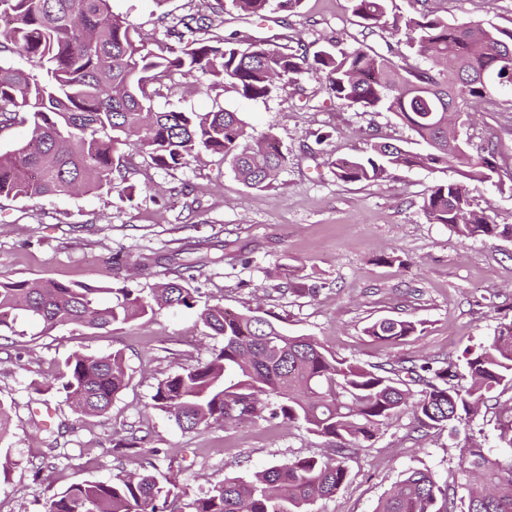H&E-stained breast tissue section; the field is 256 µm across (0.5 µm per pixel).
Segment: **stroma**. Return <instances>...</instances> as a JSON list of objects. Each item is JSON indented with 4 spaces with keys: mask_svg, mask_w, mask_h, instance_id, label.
Wrapping results in <instances>:
<instances>
[{
    "mask_svg": "<svg viewBox=\"0 0 512 512\" xmlns=\"http://www.w3.org/2000/svg\"><path fill=\"white\" fill-rule=\"evenodd\" d=\"M406 17L429 9L451 23L483 20L512 28V0H395ZM199 0H111L128 15L149 49L173 43L175 19ZM219 34L276 43L331 41L334 49L367 45L386 52L400 35L392 24L366 30L349 0H302L258 19L221 13ZM186 92L158 99L161 111L240 112L250 135H273L288 164L265 189L239 182L221 155L199 152L186 165L156 167L121 145L133 167V196L112 190L39 199L0 200V277L53 279L128 288L150 295L156 283L193 275L197 307L162 310L105 332L66 326L42 333L17 321L0 338V400L14 425L0 442L14 462L0 474V512H37L40 502L75 480L105 481L134 460L116 461L113 439L129 428L148 433L166 456L161 471L179 477L180 504L190 503L227 476L324 454L327 443L281 420L230 428L181 430L149 407L158 383L207 358L217 340L198 319L199 305L218 303L232 313L259 309L281 320L289 334L317 337L327 349L365 366L398 360L463 365L465 348L486 343L499 323L512 321V238L464 239L429 223L423 203L449 171L401 168L383 180L344 183L339 159L356 158L368 139L422 151L417 134L398 116L370 112L329 95L321 78L282 80L267 99L247 100L190 78ZM460 127L466 148L496 145L499 167L512 172V96L494 93ZM470 203L490 223L512 224V179L472 184ZM122 262L113 275L112 261ZM417 322L416 334L383 344L364 333L373 320ZM123 354L126 388L103 416L75 414L49 382L73 352ZM72 449L48 478L36 476L51 443ZM458 438L445 428H422L408 412L393 415L370 447L349 462L336 495L313 512H375L379 500L410 468H429L451 480Z\"/></svg>",
    "mask_w": 512,
    "mask_h": 512,
    "instance_id": "1",
    "label": "stroma"
}]
</instances>
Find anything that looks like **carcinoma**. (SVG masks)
Instances as JSON below:
<instances>
[{"instance_id": "1", "label": "carcinoma", "mask_w": 512, "mask_h": 512, "mask_svg": "<svg viewBox=\"0 0 512 512\" xmlns=\"http://www.w3.org/2000/svg\"><path fill=\"white\" fill-rule=\"evenodd\" d=\"M302 0H230V7L263 17L272 7L297 9ZM352 13L373 29L385 22L393 0H350ZM208 0L175 22L179 46L146 48L138 28L112 11L110 0H0V58L23 57L25 68L0 63V130L29 126L26 141L0 152V198H41L120 189L132 196L128 169L115 160L116 145L148 155L160 168L187 164L199 150L220 154L235 178L266 188L288 162L271 135L254 138L239 113L158 111L155 99L187 91L177 75H198L248 100L266 99L276 83L303 74L325 78L329 93L365 109H384L407 123L426 144L414 153L370 141L352 161H336L343 182H376L400 167H442L458 178L434 186L424 213L464 239L510 237L512 224H491L470 210V183L493 182L495 148L471 155L448 110L469 116L486 96L483 79L512 87V29L484 21L452 24L430 12L404 19V41L421 59L412 65L392 47L388 54L360 45L338 53L276 46L266 40L211 32ZM399 57V65L394 58ZM468 93L453 89L461 76ZM192 277L160 282L143 297L126 288L93 287L0 277V331L26 319L48 333L76 325L96 330L150 320L166 308L195 305ZM110 295L103 302L100 295ZM199 320L221 339L204 362L160 381L152 408L184 431L231 427L280 418L303 424L327 440L330 453L272 465L247 477H227L188 504L189 512H311L347 480L351 455L367 448L386 421L409 410L422 427L472 422L496 392L512 390V321L491 341L465 351L469 383H457L450 362L400 361L376 371L328 351L314 336L290 335L258 309L230 313L205 305ZM410 320L380 318L366 335L395 343L415 334ZM127 385L123 356L73 352L51 386L72 410L101 416ZM413 385H420L414 394ZM501 452L467 435L459 448L462 483L449 487L429 469H410L381 498L376 512H512V411L499 418ZM116 460L139 461L110 481L79 480L43 504V512H175L169 501L177 476L161 475L164 450L130 430L113 444ZM461 509L455 510L457 491Z\"/></svg>"}]
</instances>
